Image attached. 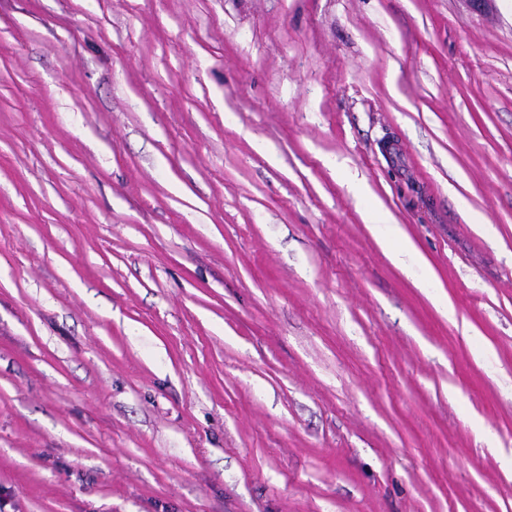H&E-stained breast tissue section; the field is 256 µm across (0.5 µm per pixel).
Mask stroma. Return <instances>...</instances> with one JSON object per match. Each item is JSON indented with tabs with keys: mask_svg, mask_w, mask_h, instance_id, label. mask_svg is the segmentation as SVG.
Masks as SVG:
<instances>
[{
	"mask_svg": "<svg viewBox=\"0 0 512 512\" xmlns=\"http://www.w3.org/2000/svg\"><path fill=\"white\" fill-rule=\"evenodd\" d=\"M0 512H512V0H0Z\"/></svg>",
	"mask_w": 512,
	"mask_h": 512,
	"instance_id": "35a3bbf8",
	"label": "stroma"
}]
</instances>
